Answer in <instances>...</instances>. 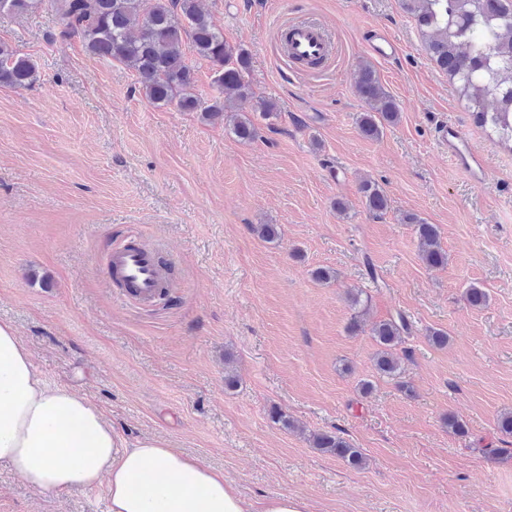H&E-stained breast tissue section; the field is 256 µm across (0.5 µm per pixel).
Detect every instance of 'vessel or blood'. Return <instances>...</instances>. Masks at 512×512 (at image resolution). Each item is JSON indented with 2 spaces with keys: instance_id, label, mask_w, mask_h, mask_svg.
Here are the masks:
<instances>
[{
  "instance_id": "obj_1",
  "label": "vessel or blood",
  "mask_w": 512,
  "mask_h": 512,
  "mask_svg": "<svg viewBox=\"0 0 512 512\" xmlns=\"http://www.w3.org/2000/svg\"><path fill=\"white\" fill-rule=\"evenodd\" d=\"M278 37L283 56L302 68H318L334 54V44L325 28L313 21L289 22L280 29ZM366 49L380 60L392 59L399 52L398 44L384 32L369 38ZM435 137L439 147L469 179L486 175L488 167L484 156L468 147L466 134L460 125L442 123L437 126ZM106 269L121 297L147 305L159 292L163 269L152 251L135 241L115 244L107 256Z\"/></svg>"
}]
</instances>
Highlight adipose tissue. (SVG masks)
Instances as JSON below:
<instances>
[{
    "instance_id": "obj_1",
    "label": "adipose tissue",
    "mask_w": 512,
    "mask_h": 512,
    "mask_svg": "<svg viewBox=\"0 0 512 512\" xmlns=\"http://www.w3.org/2000/svg\"><path fill=\"white\" fill-rule=\"evenodd\" d=\"M0 460L42 491L106 484L108 512H245L223 472L161 439L127 446L85 396L42 377L7 322H0Z\"/></svg>"
}]
</instances>
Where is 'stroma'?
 Returning <instances> with one entry per match:
<instances>
[{
	"mask_svg": "<svg viewBox=\"0 0 512 512\" xmlns=\"http://www.w3.org/2000/svg\"><path fill=\"white\" fill-rule=\"evenodd\" d=\"M200 6L251 56L250 107L277 105L253 141L152 103L131 69L79 38L52 40L48 0L0 14V41L38 71L33 88L0 87V321L46 379L74 386L128 444L164 439L223 470L248 512L277 494L309 512H512V435L498 427L512 411V151L475 126L401 0ZM305 18L336 45L316 72L290 64L276 39ZM376 29L399 43L394 59L366 51ZM362 62L400 107L377 139L357 123ZM448 120L485 156L484 182L437 147ZM366 178L385 190L384 214L363 204ZM408 213L438 226L446 265L421 261ZM257 224L277 225L278 239L264 242ZM133 231L168 260L169 299L133 304L107 279V250ZM319 267L334 279L315 281ZM473 285L482 307L465 299ZM359 291L368 322L399 311L414 321L401 361L412 395L379 376L369 333H348ZM433 329L446 347L430 343ZM274 408L294 428L273 422ZM451 414L468 436L448 429ZM322 431L360 448L364 467L312 448L308 434ZM107 504L106 484L43 493L0 462V512Z\"/></svg>",
	"mask_w": 512,
	"mask_h": 512,
	"instance_id": "35a3bbf8",
	"label": "stroma"
}]
</instances>
